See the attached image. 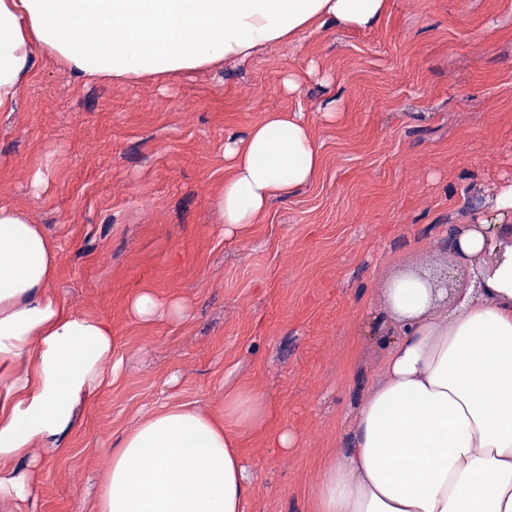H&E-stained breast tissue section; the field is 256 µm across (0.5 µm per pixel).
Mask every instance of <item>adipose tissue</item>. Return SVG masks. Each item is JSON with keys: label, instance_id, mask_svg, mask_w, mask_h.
I'll list each match as a JSON object with an SVG mask.
<instances>
[{"label": "adipose tissue", "instance_id": "adipose-tissue-1", "mask_svg": "<svg viewBox=\"0 0 512 512\" xmlns=\"http://www.w3.org/2000/svg\"><path fill=\"white\" fill-rule=\"evenodd\" d=\"M387 9L388 0H0V112L14 111L45 57L78 79H162L334 26L368 29ZM322 162L292 110L227 132L216 194L225 235L248 238ZM492 209L443 237V260L470 277L460 301L445 304L425 272L384 282L381 377L323 470L315 512H512V184ZM60 273L54 240L25 208L0 204V499L31 496L37 449L59 447L79 408L112 384L119 338L54 291ZM126 313L150 325L186 319L188 308L144 284ZM271 418L264 395L244 386L211 413H147L109 449L95 512H246L243 440L262 432L270 447L297 445Z\"/></svg>", "mask_w": 512, "mask_h": 512}]
</instances>
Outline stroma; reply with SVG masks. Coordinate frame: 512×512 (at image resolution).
<instances>
[{
  "label": "stroma",
  "instance_id": "stroma-1",
  "mask_svg": "<svg viewBox=\"0 0 512 512\" xmlns=\"http://www.w3.org/2000/svg\"><path fill=\"white\" fill-rule=\"evenodd\" d=\"M279 108L314 128L322 168L249 239L226 238L214 200L225 134ZM511 182L512 0H390L373 28L310 33L172 81H80L41 60L16 111L0 112V204L55 239V291L120 342L79 430L37 449L35 502L0 512H94L107 452L141 414L208 411L241 386L299 440L286 454L261 432L244 441L248 512H314L323 462L378 378L388 260L437 269L442 229L475 223ZM145 283L188 317L130 320L123 298Z\"/></svg>",
  "mask_w": 512,
  "mask_h": 512
}]
</instances>
